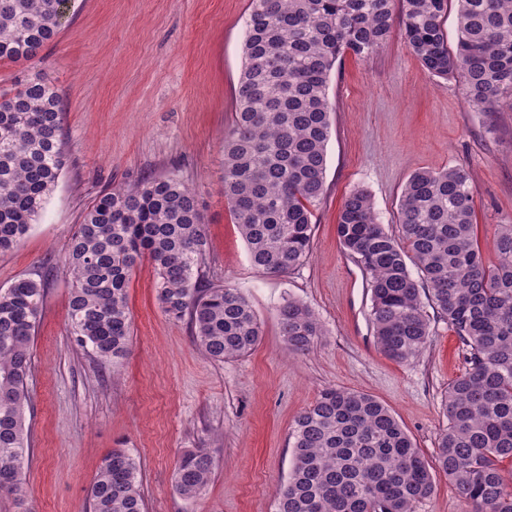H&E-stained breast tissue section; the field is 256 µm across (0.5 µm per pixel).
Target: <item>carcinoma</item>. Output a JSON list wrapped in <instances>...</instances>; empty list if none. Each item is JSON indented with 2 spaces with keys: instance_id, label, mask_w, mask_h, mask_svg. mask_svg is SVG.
I'll return each mask as SVG.
<instances>
[{
  "instance_id": "carcinoma-1",
  "label": "carcinoma",
  "mask_w": 512,
  "mask_h": 512,
  "mask_svg": "<svg viewBox=\"0 0 512 512\" xmlns=\"http://www.w3.org/2000/svg\"><path fill=\"white\" fill-rule=\"evenodd\" d=\"M455 2L457 41L444 18ZM71 0H0V60H34L58 34ZM400 11H395V6ZM400 15L406 46L439 78H462L469 103L491 112L512 97V0H249L231 126L224 134V198L251 263L273 275L312 251V207L325 192L331 107L327 84L345 54L369 59ZM62 105L36 73L0 94V252L17 246L65 166ZM474 188L464 167L420 169L405 185L399 234L380 223L371 195L354 190L336 224L340 246L368 276L377 345L398 363L430 342L424 303L457 336L467 368L442 400L448 420L429 464L394 413L374 396L322 389L295 418L293 467L276 512H416L434 492L433 472L454 483L472 512H512V224H497L496 261L477 246ZM207 240L196 194L177 174L103 193L72 236L69 321L76 344L117 368L130 350L128 283L147 257L170 319H188L211 359L251 353L263 328L237 288L201 275ZM42 276L0 288V497L24 507L30 457L26 425L32 351L45 297ZM277 319L288 350L303 354L323 335L305 303L288 298ZM215 462L205 448L182 454L175 491L195 500ZM140 465L125 449L108 454L88 491L91 512H146Z\"/></svg>"
}]
</instances>
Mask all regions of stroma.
I'll return each mask as SVG.
<instances>
[{
    "instance_id": "obj_1",
    "label": "stroma",
    "mask_w": 512,
    "mask_h": 512,
    "mask_svg": "<svg viewBox=\"0 0 512 512\" xmlns=\"http://www.w3.org/2000/svg\"><path fill=\"white\" fill-rule=\"evenodd\" d=\"M247 9L248 0H74L39 63L0 61V93L38 69L63 104V172L38 223L0 253V288L21 276L48 278L26 412L31 512H90L89 488L115 448L139 462L148 512H275L293 462L292 424L328 386L375 396L426 459L435 455L448 424L441 402L465 367L459 342L435 315L418 359L384 356L368 279L341 248L336 222L345 196L364 189L381 222L396 226L415 171L462 166L475 190L478 247L494 262V227L512 224V99L475 111L461 80L425 71L398 27L371 59L344 55L327 86L331 135L312 254L288 275L264 273L250 262L222 192ZM173 170L195 190L204 217L203 274L250 299L263 338L237 359L204 356L190 325L162 312L156 270L145 259L130 277L132 343L115 371L71 335L67 244L100 194ZM290 297L324 326L305 354H290L279 332L277 310ZM191 448L215 460L194 501L173 487L178 460Z\"/></svg>"
}]
</instances>
